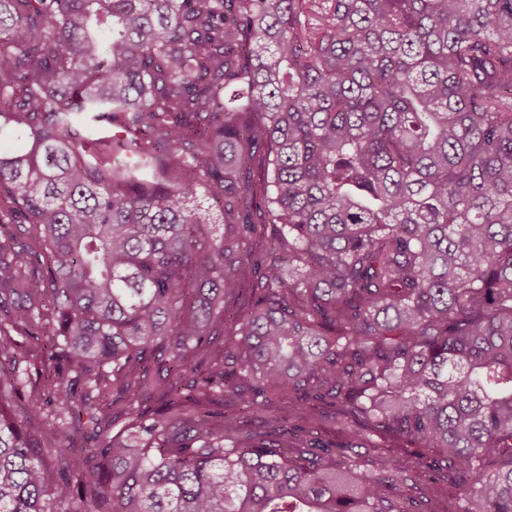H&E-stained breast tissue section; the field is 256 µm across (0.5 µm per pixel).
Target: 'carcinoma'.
Here are the masks:
<instances>
[{
    "instance_id": "obj_1",
    "label": "carcinoma",
    "mask_w": 512,
    "mask_h": 512,
    "mask_svg": "<svg viewBox=\"0 0 512 512\" xmlns=\"http://www.w3.org/2000/svg\"><path fill=\"white\" fill-rule=\"evenodd\" d=\"M0 131V512H512V0H0Z\"/></svg>"
}]
</instances>
